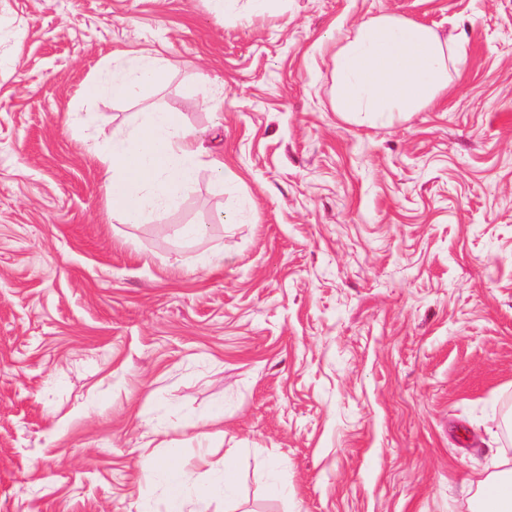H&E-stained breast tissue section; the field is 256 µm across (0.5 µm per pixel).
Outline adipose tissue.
I'll return each mask as SVG.
<instances>
[{
    "label": "adipose tissue",
    "mask_w": 512,
    "mask_h": 512,
    "mask_svg": "<svg viewBox=\"0 0 512 512\" xmlns=\"http://www.w3.org/2000/svg\"><path fill=\"white\" fill-rule=\"evenodd\" d=\"M333 60L335 110L353 120L378 123L435 106L447 93L450 69L456 64L449 42L432 28L389 14L370 17L339 34ZM167 76L161 58L133 56L119 75L87 84L83 96L92 100L108 93L116 99L147 100ZM99 159L105 196L126 224H141L150 214L165 211L202 167H209L218 183L231 179L223 161L205 159L199 134L187 128L180 113L166 110L147 113L132 134L113 139ZM207 464L204 455L190 466L161 465L149 453L142 458L143 467L165 482L169 512H183L194 474ZM471 512H512L511 469L493 472L484 480Z\"/></svg>",
    "instance_id": "obj_1"
}]
</instances>
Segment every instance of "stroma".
Masks as SVG:
<instances>
[{"label":"stroma","mask_w":512,"mask_h":512,"mask_svg":"<svg viewBox=\"0 0 512 512\" xmlns=\"http://www.w3.org/2000/svg\"><path fill=\"white\" fill-rule=\"evenodd\" d=\"M381 13L464 59L359 125L334 35ZM134 53L152 100L83 99ZM157 108L234 180L133 226L96 152ZM511 411L512 0H0V512H167L149 441L205 512H470Z\"/></svg>","instance_id":"obj_1"}]
</instances>
